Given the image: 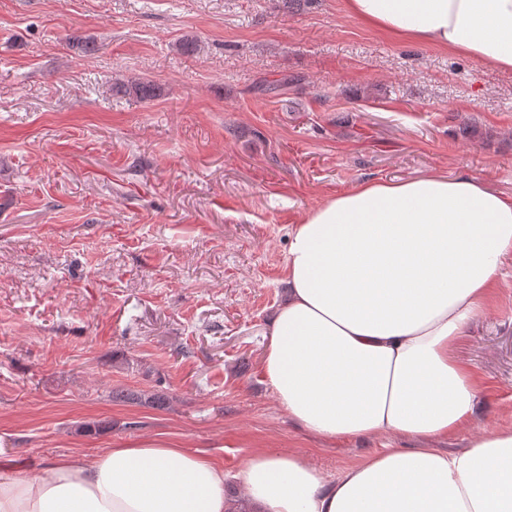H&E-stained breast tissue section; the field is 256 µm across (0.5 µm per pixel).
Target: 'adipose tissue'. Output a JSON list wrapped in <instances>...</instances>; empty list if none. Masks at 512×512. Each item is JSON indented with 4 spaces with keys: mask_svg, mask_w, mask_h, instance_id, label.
<instances>
[{
    "mask_svg": "<svg viewBox=\"0 0 512 512\" xmlns=\"http://www.w3.org/2000/svg\"><path fill=\"white\" fill-rule=\"evenodd\" d=\"M397 42L512 70V0H343ZM512 200L472 179L367 181L290 231L286 298L263 373L301 429L330 441L443 439L473 422L480 383L455 342L503 277ZM239 476L253 512H512V428L467 451L385 448L332 480L259 451ZM224 467L150 437L0 480V512H227Z\"/></svg>",
    "mask_w": 512,
    "mask_h": 512,
    "instance_id": "obj_1",
    "label": "adipose tissue"
}]
</instances>
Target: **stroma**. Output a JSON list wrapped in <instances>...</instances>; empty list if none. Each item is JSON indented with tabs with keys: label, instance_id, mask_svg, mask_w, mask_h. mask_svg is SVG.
<instances>
[{
	"label": "stroma",
	"instance_id": "1",
	"mask_svg": "<svg viewBox=\"0 0 512 512\" xmlns=\"http://www.w3.org/2000/svg\"><path fill=\"white\" fill-rule=\"evenodd\" d=\"M430 174L512 199V70L342 0H0V477L157 435L231 478L264 449L334 478L421 448L303 432L263 358L293 225ZM503 270L457 344L483 391L448 452L512 427V253Z\"/></svg>",
	"mask_w": 512,
	"mask_h": 512
}]
</instances>
